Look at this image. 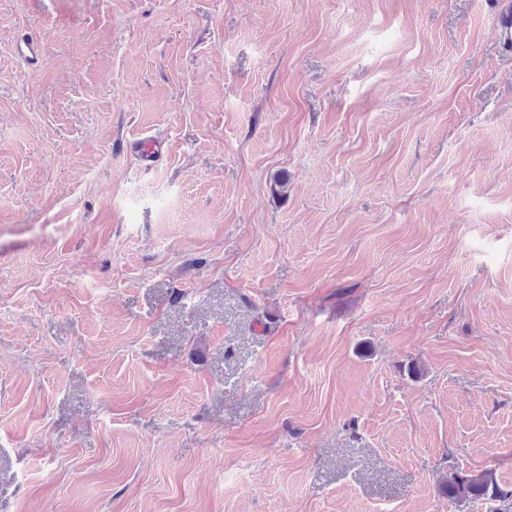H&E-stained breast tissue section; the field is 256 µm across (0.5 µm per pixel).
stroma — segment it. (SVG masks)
<instances>
[{"label":"stroma","instance_id":"35a3bbf8","mask_svg":"<svg viewBox=\"0 0 512 512\" xmlns=\"http://www.w3.org/2000/svg\"><path fill=\"white\" fill-rule=\"evenodd\" d=\"M453 468L512 490L482 0H0V512H512ZM445 494L453 500L471 499L474 501H496L512 497V491L503 489L491 472L468 475L455 469L448 473Z\"/></svg>","mask_w":512,"mask_h":512}]
</instances>
